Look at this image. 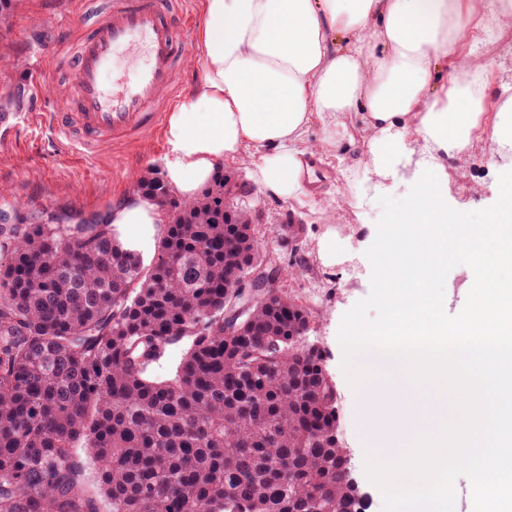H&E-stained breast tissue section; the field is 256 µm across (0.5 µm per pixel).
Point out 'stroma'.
I'll return each instance as SVG.
<instances>
[{
	"mask_svg": "<svg viewBox=\"0 0 512 512\" xmlns=\"http://www.w3.org/2000/svg\"><path fill=\"white\" fill-rule=\"evenodd\" d=\"M71 0H13L0 21V113L26 112L21 128L0 139V212L31 218L46 210L67 209L90 215L134 193L137 180L163 172L165 142L107 146L95 160L60 148L42 119L49 104L35 97L28 70L30 57L60 44L69 25ZM487 51L497 62L487 82V99L497 102L504 86H512V28L503 30ZM365 143L341 142L336 154L313 167L316 192L304 202L256 194L259 235L268 237L289 275L280 286L312 312L309 341L325 356L337 389L340 435L355 478L367 493L369 512H400L384 484L374 476L365 433V396L350 379L346 365L350 336L383 327L382 300L388 273L381 263L386 232L407 199L420 185L410 170L383 177L366 169ZM446 205L464 211L471 224L483 223L499 201L502 180L512 175V159L498 155L494 144L480 140L465 153L444 162ZM294 222L302 231L295 248L273 237L275 226ZM464 246L448 256L442 276L430 283L441 318L456 324L468 307L472 255Z\"/></svg>",
	"mask_w": 512,
	"mask_h": 512,
	"instance_id": "1",
	"label": "stroma"
}]
</instances>
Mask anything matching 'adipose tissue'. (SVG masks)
<instances>
[{
	"instance_id": "adipose-tissue-1",
	"label": "adipose tissue",
	"mask_w": 512,
	"mask_h": 512,
	"mask_svg": "<svg viewBox=\"0 0 512 512\" xmlns=\"http://www.w3.org/2000/svg\"><path fill=\"white\" fill-rule=\"evenodd\" d=\"M478 13L495 30L512 26V0H200L203 77L166 132L167 181L186 200L227 161L248 162L262 193L301 200L313 160L352 130L367 136L365 165L384 176L421 148L424 189L382 258L396 296L386 326L395 341L355 336L347 348L355 383L372 395L365 421L383 452L377 472L403 512H447L448 484L460 471L486 497L512 501V448L488 450L502 413H512V278L494 274L512 269V184L510 202L484 225L435 203L444 158L483 137L512 152V95L485 111L487 65L463 48ZM316 124L318 142L308 137ZM106 220L146 257L165 217L132 196ZM487 237L504 246L475 256L471 304L448 328L424 283L441 275L457 243ZM440 379L465 423L435 435L437 400L423 387ZM404 472L412 483L396 482Z\"/></svg>"
}]
</instances>
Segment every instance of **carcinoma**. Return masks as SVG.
<instances>
[{
  "mask_svg": "<svg viewBox=\"0 0 512 512\" xmlns=\"http://www.w3.org/2000/svg\"><path fill=\"white\" fill-rule=\"evenodd\" d=\"M137 191L167 207L148 265L67 210L0 228V512H100L77 446L109 512H367L309 308L279 289L224 335L228 286L266 259L247 212L224 223V172L192 201ZM185 345L180 344L172 348L169 354L156 364L152 370V376L158 380H167L173 377L176 367L180 362Z\"/></svg>",
  "mask_w": 512,
  "mask_h": 512,
  "instance_id": "carcinoma-1",
  "label": "carcinoma"
}]
</instances>
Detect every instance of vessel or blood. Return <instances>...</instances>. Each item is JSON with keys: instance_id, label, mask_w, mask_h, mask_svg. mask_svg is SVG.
<instances>
[{"instance_id": "vessel-or-blood-1", "label": "vessel or blood", "mask_w": 512, "mask_h": 512, "mask_svg": "<svg viewBox=\"0 0 512 512\" xmlns=\"http://www.w3.org/2000/svg\"><path fill=\"white\" fill-rule=\"evenodd\" d=\"M91 0H73L68 48L74 52L67 92L56 97V59L40 54L29 68L35 91L51 99L47 118L57 138L68 141L86 159H97L110 144L140 138L156 140L179 94L180 63L187 51L182 32L194 22L192 14L174 23L177 0H112V6L83 31L80 15ZM128 50L141 61L135 82L105 87L103 75L117 51Z\"/></svg>"}]
</instances>
